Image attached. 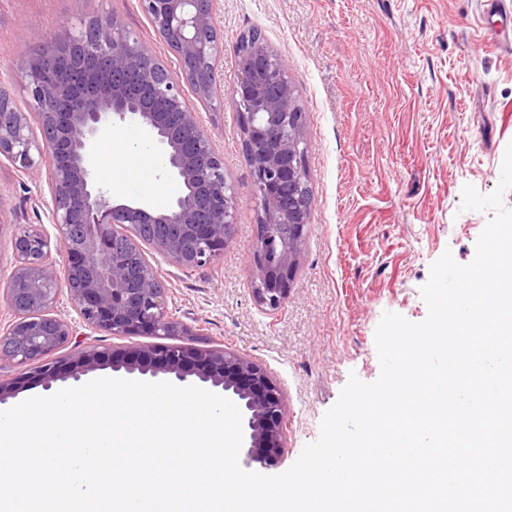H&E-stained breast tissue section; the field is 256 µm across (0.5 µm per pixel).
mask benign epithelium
I'll return each instance as SVG.
<instances>
[{
  "mask_svg": "<svg viewBox=\"0 0 512 512\" xmlns=\"http://www.w3.org/2000/svg\"><path fill=\"white\" fill-rule=\"evenodd\" d=\"M140 2L175 52L179 74L118 17L95 14L77 30L61 25L39 52L13 59L32 111L0 91V158L32 173L38 170L35 154H51L46 177L57 229L54 243L33 225L11 239L16 266L5 294L14 319L0 332V370L5 362L29 366L50 390L108 362L114 372L216 388L241 412L243 467L265 469L284 448V403L259 364L186 343L144 345L122 357L78 344L73 358H52L78 336L72 322L53 313L63 291L90 329L111 336L191 335L168 316L166 288L151 265L132 263L117 240L132 247L142 241L173 266L200 268L224 255L237 224L224 157L185 93L190 87L212 111L224 106L215 0ZM239 65L241 78L229 94L241 110L242 143L259 188L252 294L260 307L275 312L299 268L311 218L304 112L287 65L263 38L250 40ZM129 128L162 157L163 178L187 189L162 210L145 199H118L108 187L100 144ZM54 253L61 261L53 260Z\"/></svg>",
  "mask_w": 512,
  "mask_h": 512,
  "instance_id": "7a95c632",
  "label": "benign epithelium"
}]
</instances>
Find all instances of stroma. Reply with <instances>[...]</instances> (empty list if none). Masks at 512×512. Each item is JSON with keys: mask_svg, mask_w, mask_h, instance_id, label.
Wrapping results in <instances>:
<instances>
[{"mask_svg": "<svg viewBox=\"0 0 512 512\" xmlns=\"http://www.w3.org/2000/svg\"><path fill=\"white\" fill-rule=\"evenodd\" d=\"M504 2L500 11L488 0H219L225 87L240 76V37L259 30L287 63L305 114L312 208L299 268L281 310L257 305L249 252L259 201L229 98L201 117L236 188L233 241L207 267L149 261L167 289L169 316L192 330L190 344L250 359L282 390L285 448L268 475L287 471L319 439L350 376L379 378L375 333L384 312L424 321L420 289L431 265L447 251L463 265L475 257L489 215L460 211L461 192L469 184L492 193L512 143V48L497 37L512 18V0ZM93 14L118 16L176 67L138 0H0V89L30 107L12 56L35 52L59 23L76 27ZM124 138L130 152L106 172L117 197L136 199L156 173L135 135ZM49 163L42 157L31 175L0 162L2 275L15 266L9 240L19 228L56 234ZM160 185L154 205L162 209L183 187Z\"/></svg>", "mask_w": 512, "mask_h": 512, "instance_id": "stroma-1", "label": "stroma"}]
</instances>
